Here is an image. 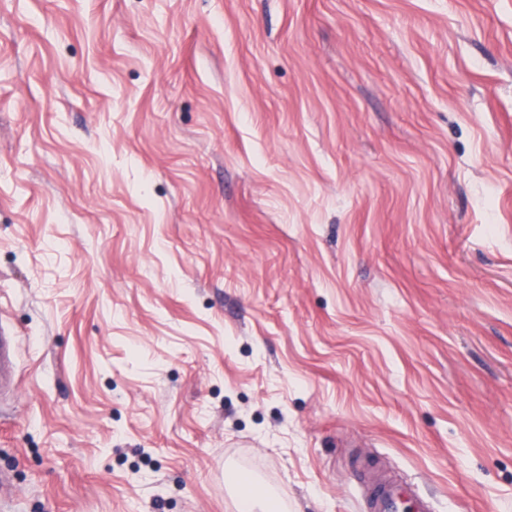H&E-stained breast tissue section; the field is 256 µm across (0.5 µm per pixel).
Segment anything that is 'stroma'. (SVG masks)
<instances>
[{
	"mask_svg": "<svg viewBox=\"0 0 512 512\" xmlns=\"http://www.w3.org/2000/svg\"><path fill=\"white\" fill-rule=\"evenodd\" d=\"M0 512H512V0H0ZM17 338L0 320V396L16 388ZM371 511L430 512V506L412 490L377 476L372 480Z\"/></svg>",
	"mask_w": 512,
	"mask_h": 512,
	"instance_id": "1",
	"label": "stroma"
}]
</instances>
